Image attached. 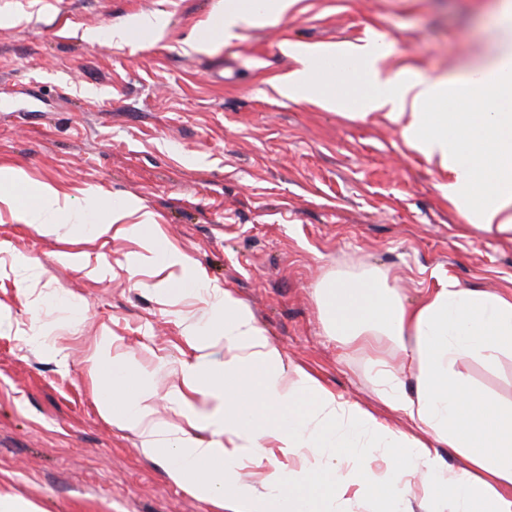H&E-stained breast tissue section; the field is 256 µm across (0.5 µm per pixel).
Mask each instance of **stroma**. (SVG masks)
I'll return each mask as SVG.
<instances>
[{
    "label": "stroma",
    "mask_w": 512,
    "mask_h": 512,
    "mask_svg": "<svg viewBox=\"0 0 512 512\" xmlns=\"http://www.w3.org/2000/svg\"><path fill=\"white\" fill-rule=\"evenodd\" d=\"M226 0H0V166L67 193L105 223L114 201L153 213L206 287L170 294L142 241L63 222L47 235L0 203V493L37 512H216L166 473L164 452L102 416L89 371L101 333L157 388L162 420L185 425L169 390L183 362L224 358L211 286H229L284 359L403 432L375 394L372 354L325 328L328 277L386 275L406 302L454 279L512 289V236L467 223L448 173L337 79L341 112L281 85L300 49L379 42L382 65L423 80L460 76L504 40L503 0H295L206 52ZM165 20L127 45L88 42L139 16ZM103 268L90 277L70 257ZM199 327L189 341L185 327ZM463 382L512 403V354L459 367Z\"/></svg>",
    "instance_id": "stroma-1"
}]
</instances>
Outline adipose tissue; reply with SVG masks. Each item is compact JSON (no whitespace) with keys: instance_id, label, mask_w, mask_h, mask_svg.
I'll return each mask as SVG.
<instances>
[{"instance_id":"ef3b65f1","label":"adipose tissue","mask_w":512,"mask_h":512,"mask_svg":"<svg viewBox=\"0 0 512 512\" xmlns=\"http://www.w3.org/2000/svg\"><path fill=\"white\" fill-rule=\"evenodd\" d=\"M294 0H227L224 17L190 50L231 39L236 28L287 12ZM320 56L344 58L349 76L370 92L362 111H386L402 137L448 172V198L471 224L512 233V47L458 79H397L374 46H327ZM464 96L493 101L486 112L434 111ZM68 194L45 184L24 203V218L44 233L75 219ZM109 225L141 237L152 261L185 265L180 253L150 235L152 212L132 200L113 203ZM321 314L347 346L388 342L399 363L373 364L376 396L401 412L417 435L397 432L368 409L329 390L306 370L289 367L281 350L231 289L213 287L221 316L223 363L187 364L170 395L186 427L156 419L154 388L127 357L99 336L95 370L103 376L100 413L133 431L147 454L167 452V472L219 512H347L351 495L370 490L378 512H512V405L466 387L460 363L512 353V292L448 281L405 303L386 276L325 280ZM206 428L211 438L199 436ZM449 448L451 466L439 454ZM256 480L242 483L241 469Z\"/></svg>"}]
</instances>
